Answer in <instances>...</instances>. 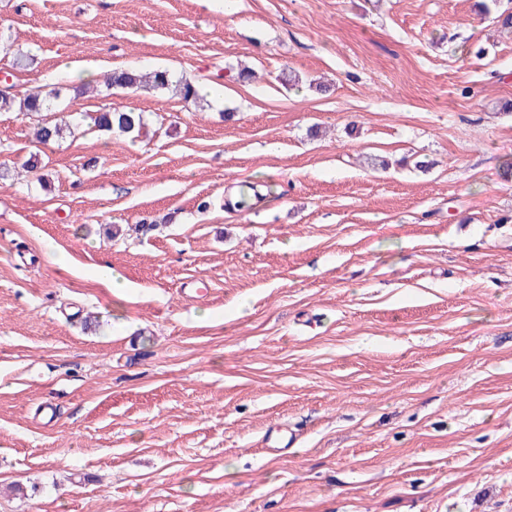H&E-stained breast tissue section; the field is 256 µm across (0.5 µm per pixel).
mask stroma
Wrapping results in <instances>:
<instances>
[{"mask_svg": "<svg viewBox=\"0 0 512 512\" xmlns=\"http://www.w3.org/2000/svg\"><path fill=\"white\" fill-rule=\"evenodd\" d=\"M503 13L0 0V90L99 67L58 143L0 112V164L47 177L0 182V512H512ZM125 68L221 75L223 102L105 87ZM103 107L145 131H97ZM37 155L30 156L29 159L22 162L19 166H15V163H13V167L7 166L6 164L0 165V178L5 179L9 177L10 175L13 176V179L15 177L23 176L28 178V182L30 181H36L39 185L44 184L45 181V175L44 174H38V170L41 168L38 167L39 159L36 158ZM12 172V174H11Z\"/></svg>", "mask_w": 512, "mask_h": 512, "instance_id": "35a3bbf8", "label": "stroma"}]
</instances>
